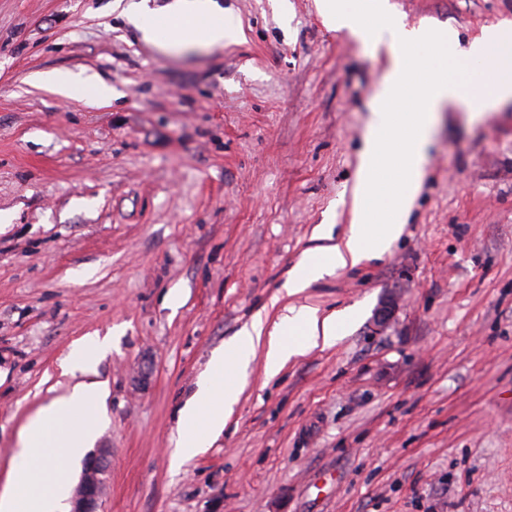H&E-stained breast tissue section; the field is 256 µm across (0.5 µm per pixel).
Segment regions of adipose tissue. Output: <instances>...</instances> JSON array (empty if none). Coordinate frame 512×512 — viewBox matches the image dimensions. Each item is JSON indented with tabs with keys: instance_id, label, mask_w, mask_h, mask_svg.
I'll return each mask as SVG.
<instances>
[{
	"instance_id": "ef3b65f1",
	"label": "adipose tissue",
	"mask_w": 512,
	"mask_h": 512,
	"mask_svg": "<svg viewBox=\"0 0 512 512\" xmlns=\"http://www.w3.org/2000/svg\"><path fill=\"white\" fill-rule=\"evenodd\" d=\"M318 8L329 29L357 41L369 40L374 49L386 47L390 63L370 101L356 174L354 221L343 241L304 253L285 284L289 296L390 248L403 230L400 217L409 212L420 189L438 110L470 99L456 76L454 29L407 28L388 0H318ZM124 15L145 42L163 52L220 48L240 34L217 0H171L161 13L150 9L146 0H131ZM467 57L480 65L472 77L483 87L482 108L492 111L512 100V22L485 28L471 42ZM35 80L61 98L92 106L112 100L111 82L96 73L53 69L38 73ZM353 318L348 311L325 315L311 305L289 306L273 323L255 315L212 354L180 409L173 467L205 452L223 433L248 383L257 349L265 351L264 370L271 378L291 359L335 345ZM111 349L108 336H85L73 345L61 369L74 383L24 424L20 450L0 489V512H66L69 465L96 438L103 424L100 407L108 396L107 385L91 381L90 375Z\"/></svg>"
}]
</instances>
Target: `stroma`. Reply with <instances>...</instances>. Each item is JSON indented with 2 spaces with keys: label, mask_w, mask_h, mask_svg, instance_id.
Listing matches in <instances>:
<instances>
[{
  "label": "stroma",
  "mask_w": 512,
  "mask_h": 512,
  "mask_svg": "<svg viewBox=\"0 0 512 512\" xmlns=\"http://www.w3.org/2000/svg\"><path fill=\"white\" fill-rule=\"evenodd\" d=\"M390 2L461 52L512 20V0ZM218 3L236 41L163 53L118 0H0V486L27 416L71 383L61 361L98 334L100 512H512V102L441 108L390 251L286 296L319 225L348 232L389 58L316 0ZM56 68L109 79L111 104L33 84ZM289 304L357 317L273 378L257 351L223 433L173 471L212 353Z\"/></svg>",
  "instance_id": "stroma-1"
}]
</instances>
